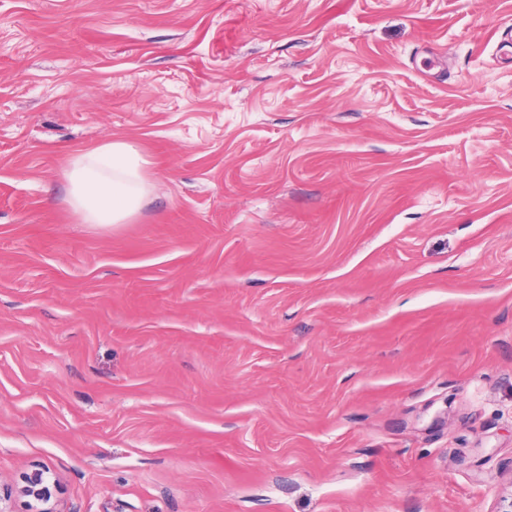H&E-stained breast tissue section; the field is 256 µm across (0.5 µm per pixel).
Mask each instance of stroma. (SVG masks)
Here are the masks:
<instances>
[{"mask_svg": "<svg viewBox=\"0 0 512 512\" xmlns=\"http://www.w3.org/2000/svg\"><path fill=\"white\" fill-rule=\"evenodd\" d=\"M114 138L154 188L68 206ZM499 512L512 0H0V488ZM149 165L137 145L124 139L80 152L65 171L67 203L85 224H122L152 190Z\"/></svg>", "mask_w": 512, "mask_h": 512, "instance_id": "1", "label": "stroma"}]
</instances>
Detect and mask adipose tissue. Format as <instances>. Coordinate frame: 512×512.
Returning <instances> with one entry per match:
<instances>
[{
	"mask_svg": "<svg viewBox=\"0 0 512 512\" xmlns=\"http://www.w3.org/2000/svg\"><path fill=\"white\" fill-rule=\"evenodd\" d=\"M148 166L137 145L124 139L78 153L65 172L67 203L83 223H124L152 190Z\"/></svg>",
	"mask_w": 512,
	"mask_h": 512,
	"instance_id": "ef3b65f1",
	"label": "adipose tissue"
}]
</instances>
